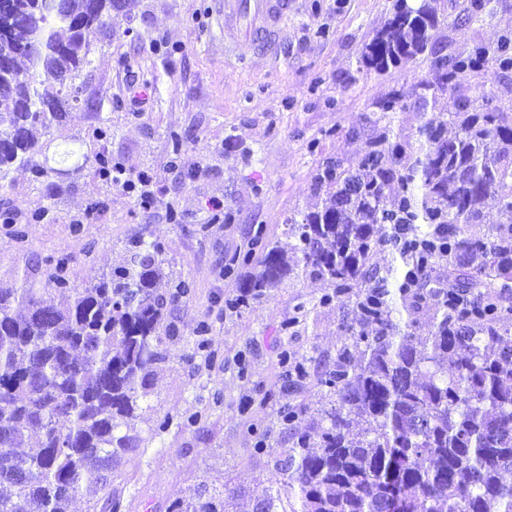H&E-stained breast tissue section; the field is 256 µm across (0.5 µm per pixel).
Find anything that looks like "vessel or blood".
<instances>
[{"label": "vessel or blood", "instance_id": "b4317fda", "mask_svg": "<svg viewBox=\"0 0 512 512\" xmlns=\"http://www.w3.org/2000/svg\"><path fill=\"white\" fill-rule=\"evenodd\" d=\"M292 0H224V35L248 38L259 51H266L278 38Z\"/></svg>", "mask_w": 512, "mask_h": 512}]
</instances>
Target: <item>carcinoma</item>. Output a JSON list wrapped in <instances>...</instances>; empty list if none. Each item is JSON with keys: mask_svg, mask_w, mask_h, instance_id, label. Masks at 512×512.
I'll return each instance as SVG.
<instances>
[{"mask_svg": "<svg viewBox=\"0 0 512 512\" xmlns=\"http://www.w3.org/2000/svg\"><path fill=\"white\" fill-rule=\"evenodd\" d=\"M436 2L396 0L360 67L425 55L448 21ZM491 2L459 7L472 19ZM64 4L52 15L40 0H13L17 19L0 17L1 188L14 167L47 174L31 157L79 103L90 37L126 0ZM445 61L377 103L386 124L357 158L322 161L312 183L321 201L288 218L286 241L240 259L254 272L236 307L308 276L333 288L319 305L351 294L357 316L351 343L318 375L327 402L317 423L268 449L253 512H512V105L490 107L496 91L470 84L490 64L512 72V36ZM411 97L423 112L412 136L391 125ZM492 202L509 219L489 220ZM128 251L84 288L59 267L57 303L26 284L0 288V512H70L79 497L87 512H127L112 476L135 439L121 429L178 336L159 243ZM280 364L287 392L304 364L286 344ZM32 431L38 448L23 454ZM231 499L203 481L167 512H233Z\"/></svg>", "mask_w": 512, "mask_h": 512, "instance_id": "carcinoma-1", "label": "carcinoma"}]
</instances>
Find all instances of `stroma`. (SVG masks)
Listing matches in <instances>:
<instances>
[{"label": "stroma", "instance_id": "obj_1", "mask_svg": "<svg viewBox=\"0 0 512 512\" xmlns=\"http://www.w3.org/2000/svg\"><path fill=\"white\" fill-rule=\"evenodd\" d=\"M450 16L435 39L440 53L492 43L512 29V0H493L491 14L456 17L455 0H439ZM395 0H294L275 52L225 41L224 0H131L127 15L92 38V63L80 78L81 104L44 142L37 162L48 176L34 180L13 169L0 188V213L25 233L16 240L0 226V286L33 281L55 298L47 276L67 260L72 284L96 282L126 255L129 240L161 242L174 279L192 283L189 299L171 304L180 329L141 403L132 430L135 449L122 453L129 512H165L189 487L205 481L239 497L252 512L250 491L269 474L248 432L268 430L288 445L279 420L281 346L303 359L307 374L290 397L306 401L317 372L350 341L351 297L328 307L326 283L285 280L261 301L235 310L224 301L239 291L246 269L226 270L255 234L283 240L289 215L314 204L313 173L329 156L359 153L375 132L376 104L393 90L425 78L426 61L386 72L360 68L362 47L391 14ZM149 89L135 104L131 89ZM111 135L95 138L96 128ZM110 155L127 172L152 178L151 208L113 187L93 163L75 169L58 151ZM223 204L214 211L212 201ZM41 221H33L35 212ZM306 310L305 321L281 335L283 322ZM192 427L182 422L192 415ZM171 426L158 432L161 418Z\"/></svg>", "mask_w": 512, "mask_h": 512}]
</instances>
